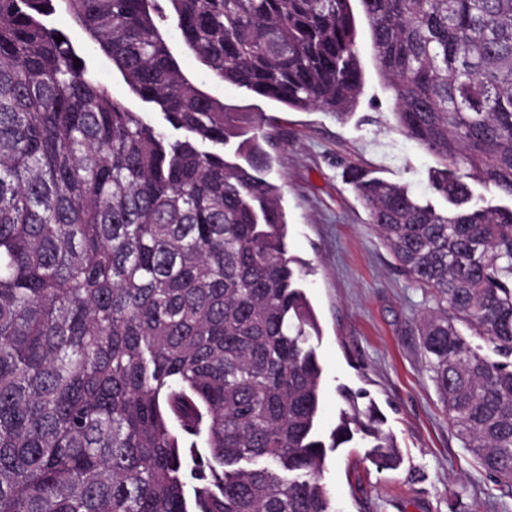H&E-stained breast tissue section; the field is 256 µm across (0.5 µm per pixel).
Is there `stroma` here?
Returning <instances> with one entry per match:
<instances>
[{
  "mask_svg": "<svg viewBox=\"0 0 512 512\" xmlns=\"http://www.w3.org/2000/svg\"><path fill=\"white\" fill-rule=\"evenodd\" d=\"M182 70L242 116L262 112L282 187L289 247L309 263L303 287L321 326L312 340L322 366L323 413L318 429L336 425V388H362L385 415L396 441L398 467L379 464L353 442L328 451L323 482L337 512H512V497L464 450L430 379L414 324L435 308L396 266L356 194L341 178L357 164L373 176L428 190L438 159L398 132L390 93L378 75L368 26L358 35L364 88L345 120L314 109L294 112L214 80L176 30L166 32Z\"/></svg>",
  "mask_w": 512,
  "mask_h": 512,
  "instance_id": "1",
  "label": "stroma"
}]
</instances>
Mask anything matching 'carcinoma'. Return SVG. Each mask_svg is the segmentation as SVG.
Listing matches in <instances>:
<instances>
[{
  "mask_svg": "<svg viewBox=\"0 0 512 512\" xmlns=\"http://www.w3.org/2000/svg\"><path fill=\"white\" fill-rule=\"evenodd\" d=\"M396 127L442 167L445 210L348 165L403 274L467 453L512 496V0H358ZM63 12L167 128L114 98ZM353 112V0H0V512H336L326 449L399 464L348 386L318 434L320 334L288 249L264 113ZM62 36L58 42L55 37ZM493 346L494 360L471 345Z\"/></svg>",
  "mask_w": 512,
  "mask_h": 512,
  "instance_id": "obj_1",
  "label": "carcinoma"
}]
</instances>
